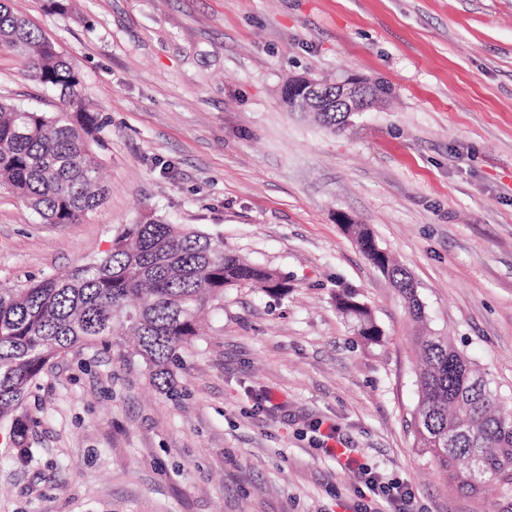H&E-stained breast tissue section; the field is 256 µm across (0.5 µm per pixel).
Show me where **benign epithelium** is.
Returning a JSON list of instances; mask_svg holds the SVG:
<instances>
[{
	"mask_svg": "<svg viewBox=\"0 0 512 512\" xmlns=\"http://www.w3.org/2000/svg\"><path fill=\"white\" fill-rule=\"evenodd\" d=\"M288 87L299 93L301 112H343L349 116L374 106L368 83L355 75L327 83L311 75L288 80Z\"/></svg>",
	"mask_w": 512,
	"mask_h": 512,
	"instance_id": "obj_1",
	"label": "benign epithelium"
}]
</instances>
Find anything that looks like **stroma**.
<instances>
[{"label": "stroma", "mask_w": 512, "mask_h": 512, "mask_svg": "<svg viewBox=\"0 0 512 512\" xmlns=\"http://www.w3.org/2000/svg\"><path fill=\"white\" fill-rule=\"evenodd\" d=\"M12 0L70 61L106 127L108 193L46 224L0 190V284L62 274L146 215L224 240L290 284L225 289L170 397L127 344L73 349L0 423V512H359L353 472L316 450L336 425L411 512H512L451 490L413 445L415 325L340 217L412 276L428 327L512 408V0ZM354 74L381 103L331 132L280 97ZM0 98L65 104L0 53ZM355 292L382 329L336 307ZM284 411L272 410V403Z\"/></svg>", "instance_id": "35a3bbf8"}]
</instances>
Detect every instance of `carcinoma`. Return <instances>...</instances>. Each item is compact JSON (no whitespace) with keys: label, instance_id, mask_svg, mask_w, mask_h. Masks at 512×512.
<instances>
[{"label":"carcinoma","instance_id":"cac0c4a2","mask_svg":"<svg viewBox=\"0 0 512 512\" xmlns=\"http://www.w3.org/2000/svg\"><path fill=\"white\" fill-rule=\"evenodd\" d=\"M10 2L0 0V51L23 57L34 80L60 89L73 111L49 115L0 100V189L47 224H80L106 198L92 151L103 124L64 54ZM346 231L387 272L419 325L414 447L431 456L453 490L512 492V416L454 343L426 327L409 272L377 250L366 225L348 224ZM241 283L272 296L288 293L276 271L224 249L223 239L152 218L124 225L108 252L70 272L22 288L1 284L0 420L11 421L14 441L23 445L28 426L18 410L30 389L69 350L109 345L116 336L132 342L158 390L177 394L175 370L200 337L202 314ZM339 306L360 336L381 342L382 331L355 294H343Z\"/></svg>","mask_w":512,"mask_h":512}]
</instances>
